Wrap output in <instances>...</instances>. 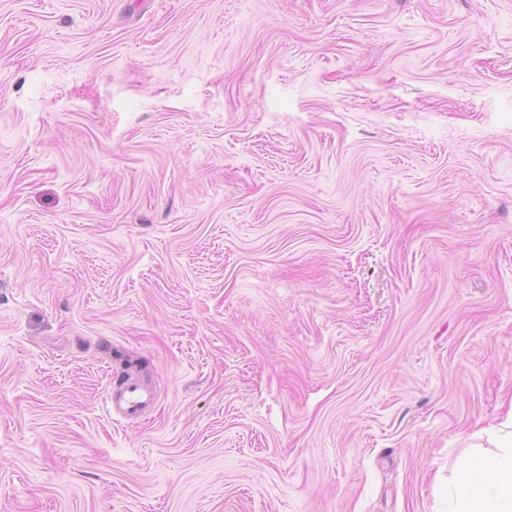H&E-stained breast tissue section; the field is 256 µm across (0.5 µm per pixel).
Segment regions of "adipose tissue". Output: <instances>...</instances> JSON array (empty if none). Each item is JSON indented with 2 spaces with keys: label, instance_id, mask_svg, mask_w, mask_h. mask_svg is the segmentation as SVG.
Segmentation results:
<instances>
[{
  "label": "adipose tissue",
  "instance_id": "adipose-tissue-1",
  "mask_svg": "<svg viewBox=\"0 0 512 512\" xmlns=\"http://www.w3.org/2000/svg\"><path fill=\"white\" fill-rule=\"evenodd\" d=\"M491 440L493 450L457 459L448 512H512V405Z\"/></svg>",
  "mask_w": 512,
  "mask_h": 512
}]
</instances>
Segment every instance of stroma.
Masks as SVG:
<instances>
[{"instance_id":"1","label":"stroma","mask_w":512,"mask_h":512,"mask_svg":"<svg viewBox=\"0 0 512 512\" xmlns=\"http://www.w3.org/2000/svg\"><path fill=\"white\" fill-rule=\"evenodd\" d=\"M511 397L512 0H0V512H446ZM156 400V392L153 388L141 385L135 380H125L117 389L114 396L106 398V408L112 419V412L125 420H131L139 416L148 406Z\"/></svg>"}]
</instances>
